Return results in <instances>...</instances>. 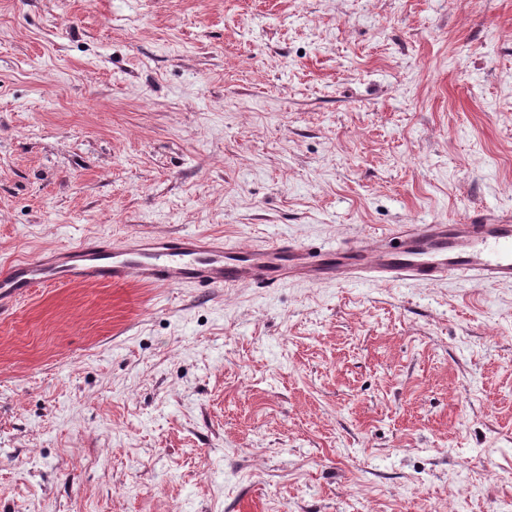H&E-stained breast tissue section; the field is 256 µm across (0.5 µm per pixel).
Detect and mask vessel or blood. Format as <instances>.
I'll return each instance as SVG.
<instances>
[{
	"instance_id": "1",
	"label": "vessel or blood",
	"mask_w": 512,
	"mask_h": 512,
	"mask_svg": "<svg viewBox=\"0 0 512 512\" xmlns=\"http://www.w3.org/2000/svg\"><path fill=\"white\" fill-rule=\"evenodd\" d=\"M512 283V213L455 224H397L328 248L281 237L240 246L193 233L132 234L21 260L0 271V312L35 288L72 284L279 288L293 281L434 286Z\"/></svg>"
}]
</instances>
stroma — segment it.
Returning <instances> with one entry per match:
<instances>
[{"label":"stroma","instance_id":"35a3bbf8","mask_svg":"<svg viewBox=\"0 0 512 512\" xmlns=\"http://www.w3.org/2000/svg\"><path fill=\"white\" fill-rule=\"evenodd\" d=\"M512 212V0H0V269ZM0 512H512V285L38 288Z\"/></svg>","mask_w":512,"mask_h":512}]
</instances>
